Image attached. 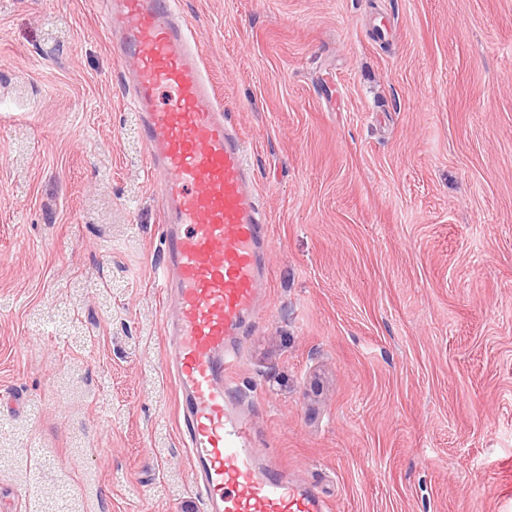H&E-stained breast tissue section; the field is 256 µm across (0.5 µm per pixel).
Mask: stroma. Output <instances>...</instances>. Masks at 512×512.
<instances>
[{"label": "stroma", "instance_id": "1", "mask_svg": "<svg viewBox=\"0 0 512 512\" xmlns=\"http://www.w3.org/2000/svg\"><path fill=\"white\" fill-rule=\"evenodd\" d=\"M107 0H0V500L203 512ZM255 168L232 387L335 512H512V0H181Z\"/></svg>", "mask_w": 512, "mask_h": 512}]
</instances>
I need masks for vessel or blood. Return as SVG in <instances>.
Instances as JSON below:
<instances>
[{
	"instance_id": "1",
	"label": "vessel or blood",
	"mask_w": 512,
	"mask_h": 512,
	"mask_svg": "<svg viewBox=\"0 0 512 512\" xmlns=\"http://www.w3.org/2000/svg\"><path fill=\"white\" fill-rule=\"evenodd\" d=\"M131 74L159 177L165 367L205 512H329L312 483L256 447L226 383L240 338L267 294L271 248L254 168L191 44L178 0H113L103 16Z\"/></svg>"
}]
</instances>
